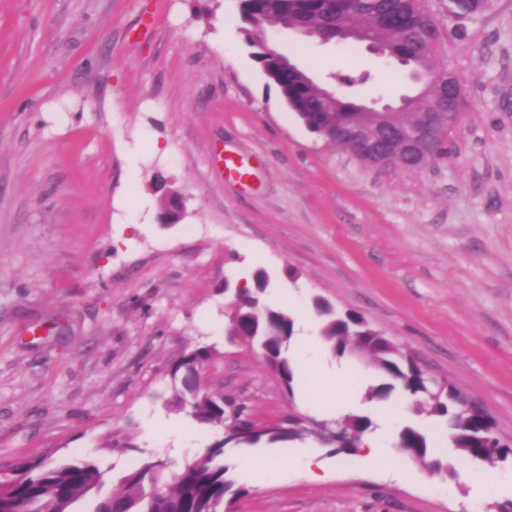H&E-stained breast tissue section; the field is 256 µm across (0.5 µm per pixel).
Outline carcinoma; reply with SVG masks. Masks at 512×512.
I'll return each instance as SVG.
<instances>
[{"instance_id":"1","label":"carcinoma","mask_w":512,"mask_h":512,"mask_svg":"<svg viewBox=\"0 0 512 512\" xmlns=\"http://www.w3.org/2000/svg\"><path fill=\"white\" fill-rule=\"evenodd\" d=\"M326 0H242L245 21L255 29L289 28L297 24L321 26L326 20ZM386 10L398 14L400 24L382 28L379 15ZM425 12L422 0H350L346 21L364 30L365 41L384 40L392 53L391 59L406 62L416 73H437L434 58L440 36L418 49L414 45L416 27ZM256 48L253 56L263 72L281 90L289 108L314 133L336 142V131L364 122V116L353 101L323 107L318 93L303 79L304 72L290 70L283 61L288 55L264 51L265 42L248 39ZM447 101L442 87L433 93L418 92L408 98L406 109L395 121L402 126L419 123L425 112L446 111ZM266 282L256 283V291L242 287L240 299L226 310L227 332L260 352L266 363L277 373L289 393H294L295 369L288 358L294 336V318L286 310L264 305L251 313L250 306L260 301ZM322 319L320 337L337 357L370 355L375 369L384 382L370 389L366 399L383 397L396 388L420 403L427 404L429 414L446 421L451 441L459 457L494 467L512 460V444H502L492 438L493 420L484 414H464L457 409L454 398L458 390L450 382L432 384L417 360L381 332L373 328L355 311L348 316L339 314L329 304L316 302ZM211 358L206 347L190 351L172 367L171 378L180 386L173 387L172 406L186 412L203 428L222 427L227 419L244 416L251 429L241 433L238 445L269 444L291 441L296 435L280 428L252 430L255 423L249 413L226 411L224 394L197 391L184 384L188 371ZM407 443L402 455L414 458L433 472L448 473V463L438 456L428 436L407 426L400 433ZM103 472L90 458L67 462L22 461L12 469V477L0 480V512H74V507L90 495L97 496L91 512H224V500L245 492L234 478L231 465L224 462V442L207 448L196 460L172 474L156 468L149 457L138 467L122 476L116 490L104 494Z\"/></svg>"}]
</instances>
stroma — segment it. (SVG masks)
I'll list each match as a JSON object with an SVG mask.
<instances>
[{
	"label": "stroma",
	"instance_id": "stroma-1",
	"mask_svg": "<svg viewBox=\"0 0 512 512\" xmlns=\"http://www.w3.org/2000/svg\"><path fill=\"white\" fill-rule=\"evenodd\" d=\"M436 66L466 93L448 154L412 170L370 166L311 132L261 71L241 0H0V470L93 458L107 488L153 455L179 468L224 436L167 408L171 368L213 356L203 384L259 423L292 414L402 408L433 431L455 474L368 464L312 436L232 448L246 494L228 512H498L512 467L469 476L446 431L361 358L343 377L299 375L287 393L257 351L226 334L227 275L265 270L269 299L354 310L427 374L479 400L512 442V0L453 17ZM315 82L360 104L416 92L367 44L260 34ZM358 79L356 87L344 77ZM246 174L224 168V157ZM188 197L159 221L160 198ZM111 438L108 448L98 447ZM312 455L321 479L300 463Z\"/></svg>",
	"mask_w": 512,
	"mask_h": 512
}]
</instances>
